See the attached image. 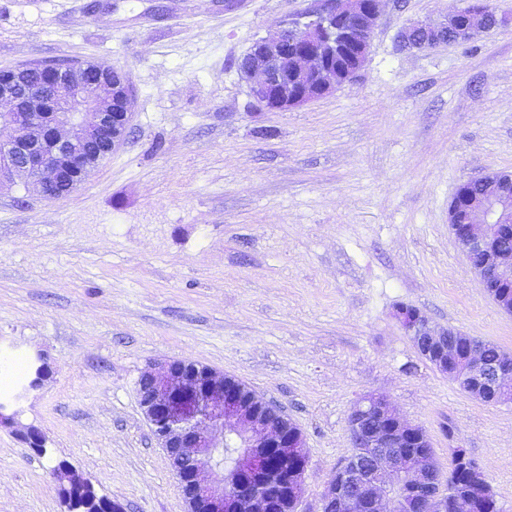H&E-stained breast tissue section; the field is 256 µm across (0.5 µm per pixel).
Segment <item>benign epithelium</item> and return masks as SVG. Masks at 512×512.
Returning <instances> with one entry per match:
<instances>
[{
	"mask_svg": "<svg viewBox=\"0 0 512 512\" xmlns=\"http://www.w3.org/2000/svg\"><path fill=\"white\" fill-rule=\"evenodd\" d=\"M380 0H321L306 22L282 21L237 62L251 98L271 110L301 107L351 83L367 54ZM481 16L476 35L507 25L482 0L432 24L406 28L404 49L444 42L452 18ZM132 89L96 61L67 67L34 64L0 76V187L33 185L45 199H66L87 173L105 164L132 134ZM478 183L481 193L468 186ZM450 232L486 291L512 280V250L494 231L512 233V173L460 183L448 209ZM419 354L484 403L512 402V360L486 363L483 348L453 328L434 329L413 308L399 312ZM142 414L169 462L189 512H296L308 457L288 416L239 380L189 360L153 364L138 380ZM354 451L322 495V512H474L471 494L441 493L426 432L403 420L379 395L365 396L348 419ZM246 449L224 466L228 440ZM448 454L492 494L482 468L459 448Z\"/></svg>",
	"mask_w": 512,
	"mask_h": 512,
	"instance_id": "1",
	"label": "benign epithelium"
}]
</instances>
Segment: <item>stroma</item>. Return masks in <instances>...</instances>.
<instances>
[{"mask_svg":"<svg viewBox=\"0 0 512 512\" xmlns=\"http://www.w3.org/2000/svg\"><path fill=\"white\" fill-rule=\"evenodd\" d=\"M490 3L510 26L404 50V27L462 0H381L356 80L276 111L237 61L316 0H0V69L97 60L134 95L130 140L69 197L0 190V380L19 357L50 369L21 403L44 452L0 427V512H66L62 461L124 512H188L138 403L159 359L235 377L297 424V512H320L370 393L427 432L440 472L466 449L512 512V403L462 392L397 318L512 352V315L448 228L462 181L512 171V0Z\"/></svg>","mask_w":512,"mask_h":512,"instance_id":"obj_1","label":"stroma"}]
</instances>
